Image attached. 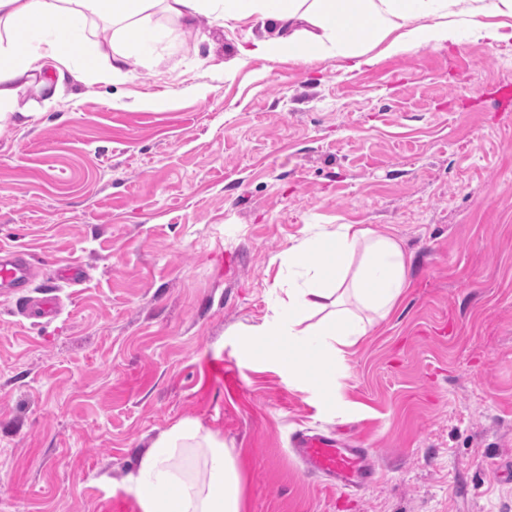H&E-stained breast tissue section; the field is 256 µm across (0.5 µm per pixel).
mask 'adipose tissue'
I'll list each match as a JSON object with an SVG mask.
<instances>
[{
	"label": "adipose tissue",
	"mask_w": 512,
	"mask_h": 512,
	"mask_svg": "<svg viewBox=\"0 0 512 512\" xmlns=\"http://www.w3.org/2000/svg\"><path fill=\"white\" fill-rule=\"evenodd\" d=\"M167 10L193 25L210 13L215 25L243 18L273 24L277 35L253 42L248 56H291L303 61L333 56L363 64L355 23L367 18L374 38L397 52L441 46L456 29L481 13L512 16V0H165ZM155 0H0V115L30 117L19 102L23 85H35L44 105L56 101L65 79H80L77 51L95 17L111 18L118 32L138 25ZM312 29L299 35L293 24ZM288 265L305 279L289 284L280 301V320L258 328L266 356L289 364L294 377L318 390L323 405L335 408L326 378L312 363L324 355L343 358L402 300L407 259L393 234L373 235L360 224H340L335 232L305 239L288 250ZM354 298L359 313L344 311ZM141 512H245L240 469L230 449L194 420L164 432L142 456L127 482Z\"/></svg>",
	"instance_id": "adipose-tissue-1"
}]
</instances>
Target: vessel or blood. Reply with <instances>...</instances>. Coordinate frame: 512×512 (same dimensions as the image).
Here are the masks:
<instances>
[{"label":"vessel or blood","mask_w":512,"mask_h":512,"mask_svg":"<svg viewBox=\"0 0 512 512\" xmlns=\"http://www.w3.org/2000/svg\"><path fill=\"white\" fill-rule=\"evenodd\" d=\"M32 278V264L26 253L0 248V295L15 298L21 313L33 311L57 317L60 305L53 291H44L36 299L26 297ZM293 447L309 472L332 480L340 489L368 487L378 474L370 449L344 448L331 436L300 433L294 437Z\"/></svg>","instance_id":"b4317fda"}]
</instances>
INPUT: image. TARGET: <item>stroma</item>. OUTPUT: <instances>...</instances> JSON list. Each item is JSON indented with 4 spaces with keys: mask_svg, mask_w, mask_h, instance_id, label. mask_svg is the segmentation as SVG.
Returning <instances> with one entry per match:
<instances>
[{
    "mask_svg": "<svg viewBox=\"0 0 512 512\" xmlns=\"http://www.w3.org/2000/svg\"><path fill=\"white\" fill-rule=\"evenodd\" d=\"M487 22L396 53L362 35L353 71L240 55L274 34L252 18L154 8L147 55L89 23L84 82L0 121V246L30 254L32 296L85 269L54 321L0 296V512H140L126 480L185 419L233 450L247 512H512V40ZM116 49L127 80L98 81ZM340 224L392 232L408 288L330 410L240 333L274 319L289 248ZM307 430L371 449L377 481L306 474Z\"/></svg>",
    "mask_w": 512,
    "mask_h": 512,
    "instance_id": "35a3bbf8",
    "label": "stroma"
}]
</instances>
